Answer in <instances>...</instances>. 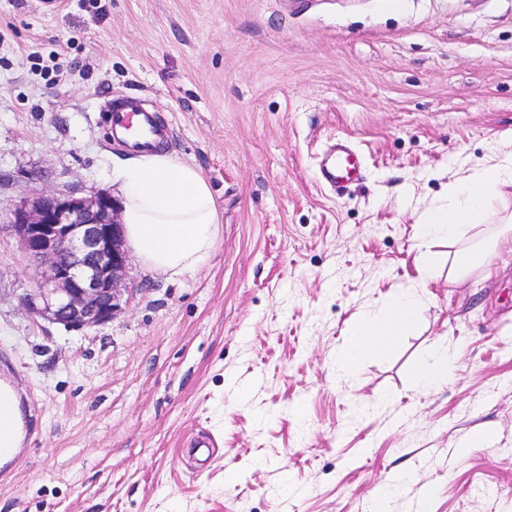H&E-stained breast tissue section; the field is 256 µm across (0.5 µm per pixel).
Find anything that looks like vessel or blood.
I'll use <instances>...</instances> for the list:
<instances>
[{
	"label": "vessel or blood",
	"mask_w": 512,
	"mask_h": 512,
	"mask_svg": "<svg viewBox=\"0 0 512 512\" xmlns=\"http://www.w3.org/2000/svg\"><path fill=\"white\" fill-rule=\"evenodd\" d=\"M112 139L122 142L130 152L145 153L160 148L167 139V130L155 113L134 109L120 102L110 103L106 109ZM360 160L350 148L342 146L322 162L323 180L341 186L357 180Z\"/></svg>",
	"instance_id": "vessel-or-blood-1"
}]
</instances>
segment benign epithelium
Returning a JSON list of instances; mask_svg holds the SVG:
<instances>
[{
	"mask_svg": "<svg viewBox=\"0 0 512 512\" xmlns=\"http://www.w3.org/2000/svg\"><path fill=\"white\" fill-rule=\"evenodd\" d=\"M120 212L107 192L45 193L14 212L24 250L45 266L43 281L23 297L30 315L83 331L123 312L133 288Z\"/></svg>",
	"mask_w": 512,
	"mask_h": 512,
	"instance_id": "7a95c632",
	"label": "benign epithelium"
}]
</instances>
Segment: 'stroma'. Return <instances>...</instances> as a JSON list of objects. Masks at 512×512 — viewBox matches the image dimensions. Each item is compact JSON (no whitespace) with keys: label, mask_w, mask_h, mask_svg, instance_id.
<instances>
[{"label":"stroma","mask_w":512,"mask_h":512,"mask_svg":"<svg viewBox=\"0 0 512 512\" xmlns=\"http://www.w3.org/2000/svg\"><path fill=\"white\" fill-rule=\"evenodd\" d=\"M106 92L169 127L219 238L180 276L132 261L124 312L69 331L24 308L44 267L11 220L46 192L119 197ZM340 140L362 178L335 191ZM500 149L512 0H0V379L24 430L0 512H371L389 487L393 512L426 488L428 512H512V253L334 365L407 287L422 211ZM443 345L452 378L418 392Z\"/></svg>","instance_id":"35a3bbf8"}]
</instances>
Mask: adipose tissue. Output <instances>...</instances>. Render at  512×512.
I'll list each match as a JSON object with an SVG mask.
<instances>
[{
    "label": "adipose tissue",
    "instance_id": "ef3b65f1",
    "mask_svg": "<svg viewBox=\"0 0 512 512\" xmlns=\"http://www.w3.org/2000/svg\"><path fill=\"white\" fill-rule=\"evenodd\" d=\"M114 179L120 184L127 242L145 265L176 277L211 255L218 235V205L197 167L156 150L126 159ZM487 224L498 225L495 236L457 252L463 229ZM416 237L454 248L449 278L460 279L486 266L490 252L512 241V153L449 183L445 202L421 214ZM437 276L431 252L414 256L413 269L405 274L408 289L393 295L380 317H360L352 323L336 357L338 377H349L363 358L417 325L423 291Z\"/></svg>",
    "mask_w": 512,
    "mask_h": 512
}]
</instances>
